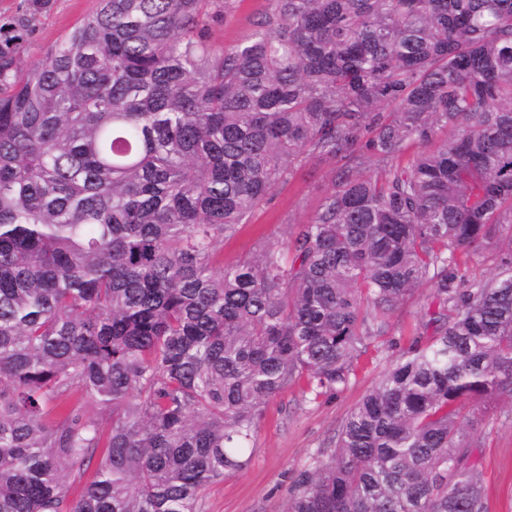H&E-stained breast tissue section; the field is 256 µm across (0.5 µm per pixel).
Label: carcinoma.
<instances>
[{"label":"carcinoma","mask_w":512,"mask_h":512,"mask_svg":"<svg viewBox=\"0 0 512 512\" xmlns=\"http://www.w3.org/2000/svg\"><path fill=\"white\" fill-rule=\"evenodd\" d=\"M52 3L0 19V512H203L263 402L342 390L422 288L431 334L285 512H489L466 408L512 405V0H271L230 48L232 0H100L27 66ZM307 157L311 218L215 269Z\"/></svg>","instance_id":"cac0c4a2"}]
</instances>
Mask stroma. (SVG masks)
Instances as JSON below:
<instances>
[{"label":"stroma","mask_w":512,"mask_h":512,"mask_svg":"<svg viewBox=\"0 0 512 512\" xmlns=\"http://www.w3.org/2000/svg\"><path fill=\"white\" fill-rule=\"evenodd\" d=\"M97 7L98 0H54L23 55L25 64L42 61L50 46ZM270 10V0H235L212 25L214 43L224 47L239 43ZM323 187L322 165L306 161L290 181L274 190L248 224L225 240L216 267L236 264L261 244L285 243L292 225L309 220ZM425 300V291H418L396 311L391 331L370 345L343 390L314 401L299 384L268 399L250 442L253 453L248 465L205 491L204 512H284L290 477L322 462V450L335 441L351 408L419 334ZM507 410L506 404L490 401L470 412L482 439L479 453L490 512H512V423L504 420Z\"/></svg>","instance_id":"1"}]
</instances>
